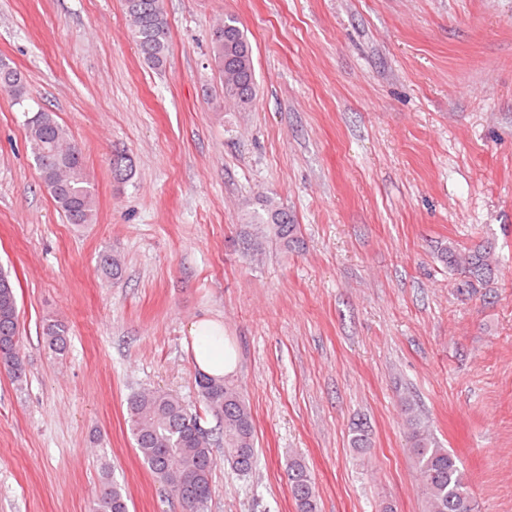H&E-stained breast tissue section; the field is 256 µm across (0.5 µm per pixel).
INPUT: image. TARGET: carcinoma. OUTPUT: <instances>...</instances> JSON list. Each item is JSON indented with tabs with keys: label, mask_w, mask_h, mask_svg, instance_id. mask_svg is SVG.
I'll return each instance as SVG.
<instances>
[{
	"label": "carcinoma",
	"mask_w": 512,
	"mask_h": 512,
	"mask_svg": "<svg viewBox=\"0 0 512 512\" xmlns=\"http://www.w3.org/2000/svg\"><path fill=\"white\" fill-rule=\"evenodd\" d=\"M124 11L138 55L154 69L164 66L168 54L169 23L163 0H123ZM210 57L217 70L224 100L240 110L256 96L252 46L239 19L224 15L212 30ZM22 103L27 94L26 78L6 59H0V94ZM28 144L41 182L69 224H93L97 216L94 186L81 158V151L67 128L54 114L38 110L27 119ZM132 169L131 158L122 152L112 155V172L118 180ZM253 244L261 246L274 237L290 245L296 242L297 225L288 210L266 197L252 212ZM493 246L481 244L463 248L454 242L438 251L439 260L457 275L459 293H471L494 274ZM100 270L107 277L121 274V259L114 253L100 258ZM19 313L10 273L0 268V369L21 380L19 358ZM50 353L64 355L68 348L67 327L50 320L44 327ZM195 386L205 412L217 422L214 429H202L201 417L188 412L176 396L162 390L140 391L128 398L127 427L135 449L155 479L188 512H204L212 496L211 473L215 464L213 447L224 442V456L239 474L246 475L255 464V427L252 408L241 387L223 378L203 373ZM409 414L414 464L426 512H474L471 482L454 453L429 434L421 420ZM290 492L298 512H318V492L311 471L300 458L287 464ZM91 512H129L128 497L108 471Z\"/></svg>",
	"instance_id": "1"
}]
</instances>
